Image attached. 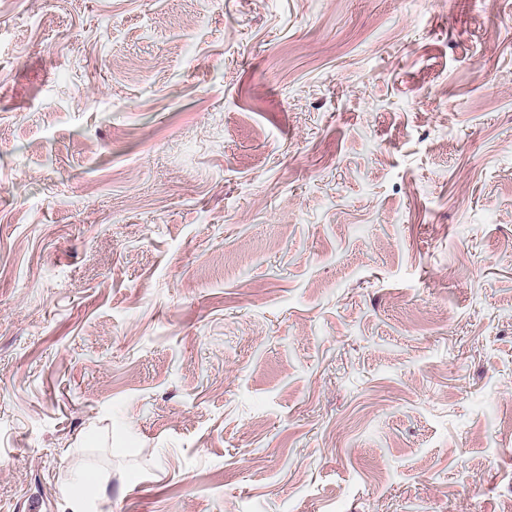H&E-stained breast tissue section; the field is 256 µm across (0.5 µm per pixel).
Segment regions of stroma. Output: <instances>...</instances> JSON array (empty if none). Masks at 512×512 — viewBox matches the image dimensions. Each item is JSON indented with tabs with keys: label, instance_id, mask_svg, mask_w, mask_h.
Wrapping results in <instances>:
<instances>
[{
	"label": "stroma",
	"instance_id": "stroma-1",
	"mask_svg": "<svg viewBox=\"0 0 512 512\" xmlns=\"http://www.w3.org/2000/svg\"><path fill=\"white\" fill-rule=\"evenodd\" d=\"M0 512H512V0H0Z\"/></svg>",
	"mask_w": 512,
	"mask_h": 512
}]
</instances>
